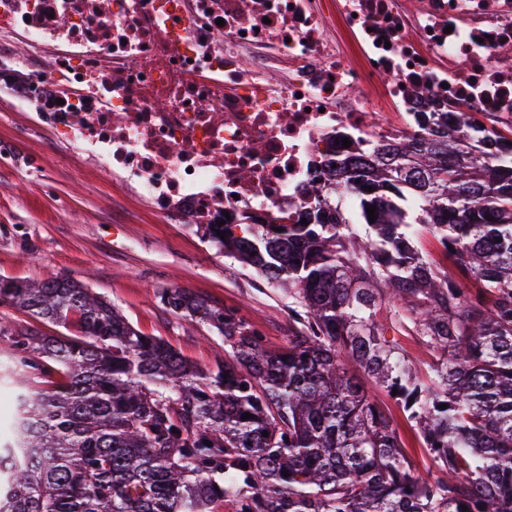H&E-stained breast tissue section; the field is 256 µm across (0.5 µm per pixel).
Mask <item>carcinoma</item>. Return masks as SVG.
I'll use <instances>...</instances> for the list:
<instances>
[{"label":"carcinoma","instance_id":"carcinoma-1","mask_svg":"<svg viewBox=\"0 0 512 512\" xmlns=\"http://www.w3.org/2000/svg\"><path fill=\"white\" fill-rule=\"evenodd\" d=\"M416 120L430 136L340 162L357 223L316 188L295 220L197 225L288 293L282 346L167 289L166 309L224 336V362L201 368L79 281L1 280V306L72 331L11 330L0 512H215L228 497L236 512H512V133ZM423 231L449 265L422 252ZM390 328L436 351L427 374ZM369 383L419 429L436 474L414 473ZM16 411L14 392L9 386L0 384V430L2 427L3 436L10 437L9 424L14 418Z\"/></svg>","mask_w":512,"mask_h":512}]
</instances>
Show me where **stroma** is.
Wrapping results in <instances>:
<instances>
[{"mask_svg":"<svg viewBox=\"0 0 512 512\" xmlns=\"http://www.w3.org/2000/svg\"><path fill=\"white\" fill-rule=\"evenodd\" d=\"M53 276L82 281L148 336L191 363L213 366L224 339L195 319L166 310L158 295L183 288L218 308L236 309L268 346L288 340V295L225 258L182 224H167L100 167L69 153L15 99L0 96V279ZM391 417L420 476L431 463L422 439L385 393Z\"/></svg>","mask_w":512,"mask_h":512,"instance_id":"1","label":"stroma"}]
</instances>
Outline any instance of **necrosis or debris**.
Returning a JSON list of instances; mask_svg holds the SVG:
<instances>
[{
	"label": "necrosis or debris",
	"instance_id": "4bbe7bcc",
	"mask_svg": "<svg viewBox=\"0 0 512 512\" xmlns=\"http://www.w3.org/2000/svg\"><path fill=\"white\" fill-rule=\"evenodd\" d=\"M505 43L512 0H0V93L167 223L295 216L416 113L512 123Z\"/></svg>",
	"mask_w": 512,
	"mask_h": 512
}]
</instances>
